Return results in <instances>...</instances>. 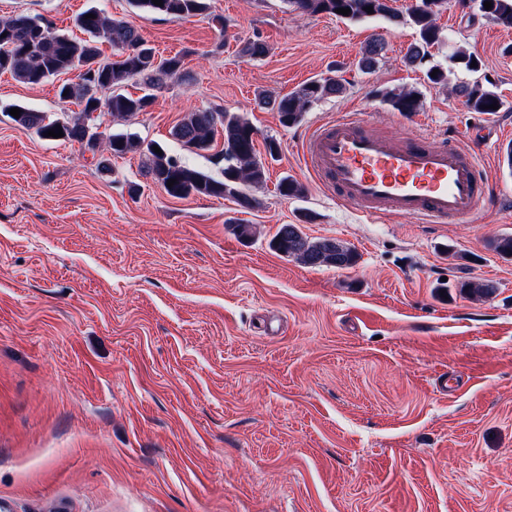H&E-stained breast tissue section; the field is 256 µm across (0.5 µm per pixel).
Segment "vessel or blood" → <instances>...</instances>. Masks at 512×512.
<instances>
[{"instance_id": "obj_1", "label": "vessel or blood", "mask_w": 512, "mask_h": 512, "mask_svg": "<svg viewBox=\"0 0 512 512\" xmlns=\"http://www.w3.org/2000/svg\"><path fill=\"white\" fill-rule=\"evenodd\" d=\"M361 114L312 129L302 149L319 183L366 217L412 215L431 224L466 219L493 205L474 153L432 145L423 135L394 141Z\"/></svg>"}]
</instances>
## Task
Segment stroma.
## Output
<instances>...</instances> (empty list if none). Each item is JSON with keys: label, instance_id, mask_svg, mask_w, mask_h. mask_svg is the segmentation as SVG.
<instances>
[{"label": "stroma", "instance_id": "1", "mask_svg": "<svg viewBox=\"0 0 512 512\" xmlns=\"http://www.w3.org/2000/svg\"><path fill=\"white\" fill-rule=\"evenodd\" d=\"M175 21L130 0H0V17H43L72 36L89 7L126 18L186 78L102 135L134 134L219 174L214 151L169 132L186 112L244 114L280 145L254 208L177 199L131 152L101 171L100 152L13 122L19 104L61 119L58 80L0 74V506L5 512H512V29L474 0H448L431 87L407 64L411 25L304 15L288 0H208ZM387 49L363 72L374 37ZM266 56H242L244 42ZM477 55L453 67L456 48ZM341 76L347 92L283 127L258 92L288 95ZM494 83L501 108L467 109L459 87ZM421 91L419 112L383 101ZM342 112L368 113L400 141L422 133L475 151L503 204L464 223L394 217L371 224L336 203L308 169L303 138ZM292 177L299 198L279 194ZM360 255L350 268L305 266L269 247L283 224ZM249 224L243 240L235 224ZM492 283L474 298L465 281Z\"/></svg>", "mask_w": 512, "mask_h": 512}]
</instances>
